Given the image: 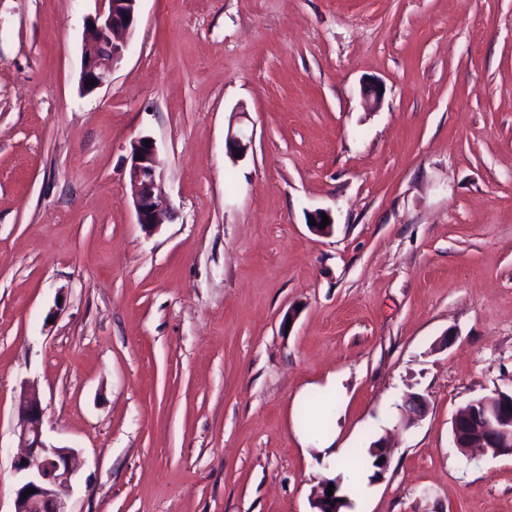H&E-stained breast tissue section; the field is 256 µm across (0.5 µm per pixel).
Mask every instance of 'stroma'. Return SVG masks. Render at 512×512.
Masks as SVG:
<instances>
[{
	"label": "stroma",
	"mask_w": 512,
	"mask_h": 512,
	"mask_svg": "<svg viewBox=\"0 0 512 512\" xmlns=\"http://www.w3.org/2000/svg\"><path fill=\"white\" fill-rule=\"evenodd\" d=\"M95 7L0 0V512L26 388L81 456L70 512H313L344 468L296 429L326 417L388 446L350 512H512V458L451 435L512 390V0H140L87 94ZM144 140H151V147H145ZM129 162L130 197L137 224L145 233L151 234L164 223L165 218L158 203L162 193V172L155 141L148 136L134 140L131 143Z\"/></svg>",
	"instance_id": "obj_1"
}]
</instances>
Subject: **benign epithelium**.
Wrapping results in <instances>:
<instances>
[{"label":"benign epithelium","instance_id":"obj_1","mask_svg":"<svg viewBox=\"0 0 512 512\" xmlns=\"http://www.w3.org/2000/svg\"><path fill=\"white\" fill-rule=\"evenodd\" d=\"M98 8L88 16L89 36L82 49L80 84L90 93L110 83L114 68L123 59L127 42L121 34L130 33L138 20L139 0H97ZM92 81L94 85L87 86ZM146 137L131 143L129 153V185L137 223L151 234L164 223L158 199L162 193V172L156 144L145 146ZM252 136L240 129L227 137V150L235 156H246ZM427 401L419 395L405 400L403 418L410 422L420 418ZM19 424L16 435L25 452L12 462L15 477L14 512H69L67 499L80 470L77 450L59 447L46 441L43 433L44 410L38 396L21 392L17 403ZM453 444L460 452L471 448H491L499 456L512 457V391L498 390L495 397L485 399L456 415L452 421ZM33 488L35 492L22 497ZM329 481H324L313 501L315 512H339L338 491L328 495Z\"/></svg>","mask_w":512,"mask_h":512}]
</instances>
